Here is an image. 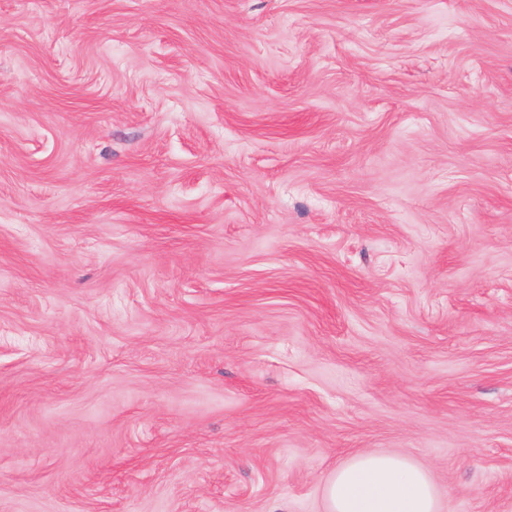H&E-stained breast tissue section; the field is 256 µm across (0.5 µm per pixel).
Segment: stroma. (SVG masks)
<instances>
[{"label":"stroma","mask_w":512,"mask_h":512,"mask_svg":"<svg viewBox=\"0 0 512 512\" xmlns=\"http://www.w3.org/2000/svg\"><path fill=\"white\" fill-rule=\"evenodd\" d=\"M512 512V0H0V512ZM327 512H439L424 469L403 456L362 452L325 482Z\"/></svg>","instance_id":"35a3bbf8"}]
</instances>
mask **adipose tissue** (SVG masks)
<instances>
[{"mask_svg": "<svg viewBox=\"0 0 512 512\" xmlns=\"http://www.w3.org/2000/svg\"><path fill=\"white\" fill-rule=\"evenodd\" d=\"M327 512H439L424 469L403 456L362 452L325 482Z\"/></svg>", "mask_w": 512, "mask_h": 512, "instance_id": "1", "label": "adipose tissue"}]
</instances>
